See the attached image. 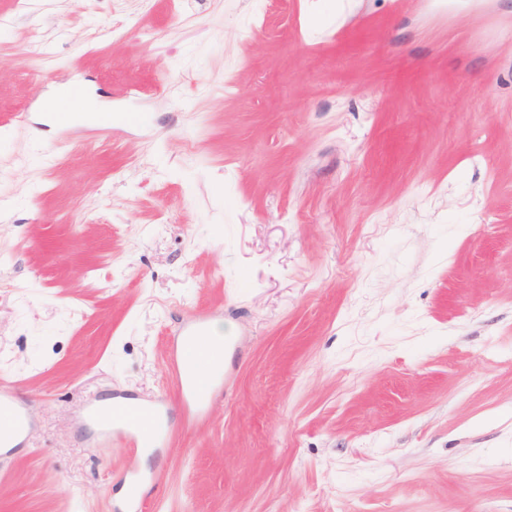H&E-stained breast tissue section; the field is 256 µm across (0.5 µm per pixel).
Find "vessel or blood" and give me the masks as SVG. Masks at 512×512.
<instances>
[{"instance_id":"vessel-or-blood-1","label":"vessel or blood","mask_w":512,"mask_h":512,"mask_svg":"<svg viewBox=\"0 0 512 512\" xmlns=\"http://www.w3.org/2000/svg\"><path fill=\"white\" fill-rule=\"evenodd\" d=\"M83 92L79 86L64 85L59 89L62 122L73 120L74 109L80 104ZM208 334L206 320L199 319L186 325L179 333L181 346L172 357V366L181 377V394L189 415L199 417L203 407L215 392L213 379H187L183 372L188 366H212L223 359L224 345L206 348L194 346L193 340ZM168 406L156 399L144 404L121 403L114 405L111 413H101L96 405H88L85 415L103 433L123 431L131 447H155L158 436L166 431ZM29 416L25 403L19 401L6 387H0V456L7 454L25 439Z\"/></svg>"}]
</instances>
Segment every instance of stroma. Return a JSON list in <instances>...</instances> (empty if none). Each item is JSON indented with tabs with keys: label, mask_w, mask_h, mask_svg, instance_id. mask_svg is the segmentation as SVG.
<instances>
[{
	"label": "stroma",
	"mask_w": 512,
	"mask_h": 512,
	"mask_svg": "<svg viewBox=\"0 0 512 512\" xmlns=\"http://www.w3.org/2000/svg\"><path fill=\"white\" fill-rule=\"evenodd\" d=\"M1 377L0 512H512V0H0ZM160 394L150 457L81 421ZM207 321L198 319L192 324L182 328L178 336L181 338L179 355L173 352L172 366L180 381L181 394L185 401L187 414L194 417L203 415V406L209 401L215 392L214 375L208 379H186L183 375L187 366H212L223 361L226 345L231 341L220 345H211L207 348H198L192 344L196 337H204L200 340L202 346H207L210 340L224 341V330L213 327L208 336ZM29 427L26 404L6 387H0V456L25 439Z\"/></svg>",
	"instance_id": "stroma-1"
}]
</instances>
